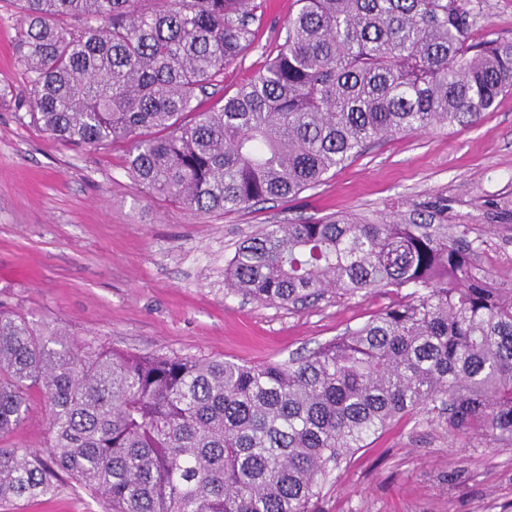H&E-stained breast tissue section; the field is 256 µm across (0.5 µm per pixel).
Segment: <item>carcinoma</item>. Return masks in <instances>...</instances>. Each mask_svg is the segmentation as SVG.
<instances>
[{
	"instance_id": "1",
	"label": "carcinoma",
	"mask_w": 512,
	"mask_h": 512,
	"mask_svg": "<svg viewBox=\"0 0 512 512\" xmlns=\"http://www.w3.org/2000/svg\"><path fill=\"white\" fill-rule=\"evenodd\" d=\"M14 2L33 120L66 144H123L137 186L201 212L296 195L512 93V39L475 37L472 0H297L265 70L210 107L256 0ZM474 230L330 217L242 239L224 287L259 304L408 290L285 361L81 350L0 309V437L35 392L49 415L45 447L0 446V505L67 477L109 512H314L332 471L406 416L511 448L512 288L477 273Z\"/></svg>"
}]
</instances>
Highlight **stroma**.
Instances as JSON below:
<instances>
[{"mask_svg":"<svg viewBox=\"0 0 512 512\" xmlns=\"http://www.w3.org/2000/svg\"><path fill=\"white\" fill-rule=\"evenodd\" d=\"M297 0H265L252 46L224 69V90L262 72ZM475 35L512 38V0H482ZM20 21L0 0V303L79 346L261 364L313 349L392 302L381 291L329 294L301 308L224 290V264L266 224L352 215L475 225L478 268L512 287V94L473 124L398 134L330 172L317 187L245 210L201 213L149 198L123 147L68 146L29 116L30 85L14 55ZM46 412L32 396L1 443L40 448ZM80 488L0 512H106ZM317 512H512V449L449 434L424 416L394 424L355 452Z\"/></svg>","mask_w":512,"mask_h":512,"instance_id":"35a3bbf8","label":"stroma"}]
</instances>
